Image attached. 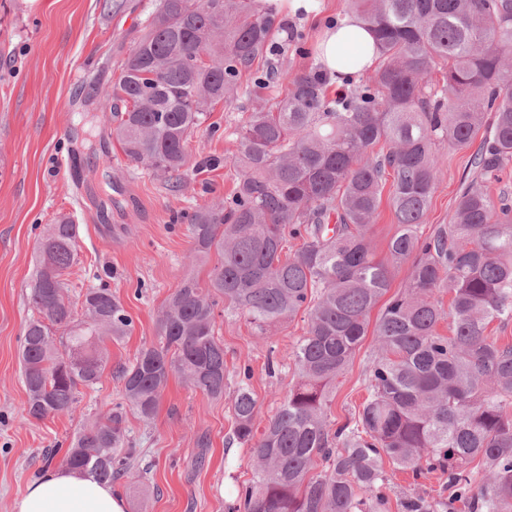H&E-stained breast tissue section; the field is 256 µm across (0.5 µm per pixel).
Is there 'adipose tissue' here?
<instances>
[{
    "instance_id": "adipose-tissue-1",
    "label": "adipose tissue",
    "mask_w": 512,
    "mask_h": 512,
    "mask_svg": "<svg viewBox=\"0 0 512 512\" xmlns=\"http://www.w3.org/2000/svg\"><path fill=\"white\" fill-rule=\"evenodd\" d=\"M374 35L363 19L344 14L325 28L318 58L338 82L357 79L376 62ZM14 512H126L111 484L66 467H49L14 502Z\"/></svg>"
}]
</instances>
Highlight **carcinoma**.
<instances>
[{"label": "carcinoma", "instance_id": "1", "mask_svg": "<svg viewBox=\"0 0 512 512\" xmlns=\"http://www.w3.org/2000/svg\"><path fill=\"white\" fill-rule=\"evenodd\" d=\"M346 2L371 26L378 65L344 99L329 97L314 67L294 73L286 98L269 105L264 91L283 76L270 55L288 33L279 0H158L118 81L97 82L111 102L108 137L166 183L183 174L189 141L215 105L242 94L252 102L233 132L232 194L193 215L191 262L217 255L208 280L188 277L173 290L158 345L118 367L117 379L147 420L173 375L221 399L219 304L263 339L304 310L307 327L291 353L297 378L266 426H256L250 369L229 395L233 440L250 450L253 467L229 512H391L396 470L416 480L437 473L448 490L407 493L400 512H455L458 504L512 512V342L487 334L492 322L512 321V205L506 192L488 191L512 163V0ZM247 73L254 80L245 86ZM438 142L472 150L471 175L451 223L423 240ZM389 177L397 228L379 259L372 228ZM76 238L63 217L37 246L35 316L21 347L27 412L37 420L96 385L109 363L104 340H121L132 325L105 288L88 289L76 317L65 279ZM409 259L403 289L373 329L368 397L354 416L333 421L336 381L391 288L392 269ZM134 454L118 406L80 428L63 464L112 483L130 475ZM476 459L478 484L469 469Z\"/></svg>", "mask_w": 512, "mask_h": 512}]
</instances>
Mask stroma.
Returning a JSON list of instances; mask_svg holds the SVG:
<instances>
[{"instance_id": "obj_1", "label": "stroma", "mask_w": 512, "mask_h": 512, "mask_svg": "<svg viewBox=\"0 0 512 512\" xmlns=\"http://www.w3.org/2000/svg\"><path fill=\"white\" fill-rule=\"evenodd\" d=\"M155 7L128 0L126 11L104 13L101 0H0V512L50 465H61L75 432L122 403L119 365L157 343V322L168 295L189 275L206 280L208 265L191 263L193 213L236 183L234 129L251 105L247 97L217 105L208 115L216 134L197 131L180 181L164 183L129 162L114 141H101L109 116L95 95V74L118 78L119 65ZM346 0H317L284 14L294 34L280 60L287 71L310 67L323 28ZM439 178L422 235L448 223L469 173V150L440 145ZM219 166H208L211 157ZM61 216L77 226L76 262L69 294L81 302L90 288H107L133 319L120 341H106L110 362L100 382L82 389L72 410L42 420L27 416L20 365L23 333L32 311L29 285L36 245ZM228 382L252 369L257 426H265L296 376L290 353L306 329L298 314L268 339L243 320L221 316ZM375 350L365 336L336 383L331 417L344 422L367 395L365 367ZM275 370H268V359ZM136 453L131 482H118L126 512H228L235 485L252 477L249 452L233 443L229 399L214 400L171 377L156 415L128 413ZM209 447H199V437Z\"/></svg>"}]
</instances>
